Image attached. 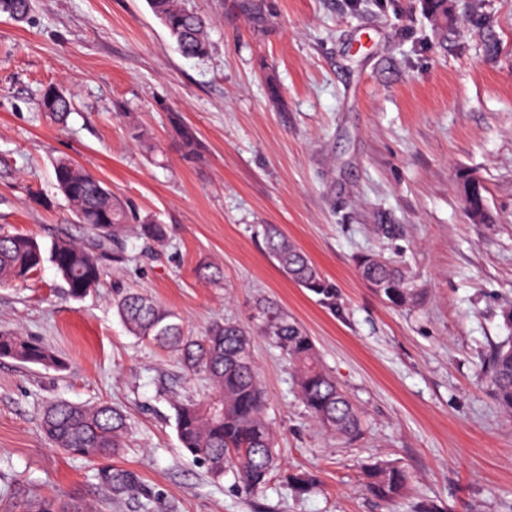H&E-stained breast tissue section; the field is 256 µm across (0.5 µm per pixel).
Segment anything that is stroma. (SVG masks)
Wrapping results in <instances>:
<instances>
[{
	"label": "stroma",
	"mask_w": 512,
	"mask_h": 512,
	"mask_svg": "<svg viewBox=\"0 0 512 512\" xmlns=\"http://www.w3.org/2000/svg\"><path fill=\"white\" fill-rule=\"evenodd\" d=\"M209 20V47L183 56L147 0H33L26 21L0 13V225L50 244L84 240L57 190L67 157L121 202L164 224L163 246L126 240L84 298L51 263L0 285V329L47 343L62 367L0 359V487L58 507L115 504L96 466L45 437L42 407L108 401L128 414L112 466L135 471L176 512H512V418L483 371L512 335V0H452L438 35L420 0H185ZM48 85L74 104L67 126L39 112ZM198 140L187 153L172 119ZM486 189L491 223H470L462 179ZM279 225L332 285L297 287L263 249ZM403 261L424 291L394 308L356 261ZM210 264L222 279L199 277ZM144 292L201 335L250 325L270 302L314 340L358 408L353 441L324 434L293 388V367L252 339L278 465L257 491L233 470L213 479L186 454L174 402L205 384L177 355L131 335L113 305ZM377 459L411 474L397 508L373 497ZM315 476L309 492L288 479Z\"/></svg>",
	"instance_id": "35a3bbf8"
}]
</instances>
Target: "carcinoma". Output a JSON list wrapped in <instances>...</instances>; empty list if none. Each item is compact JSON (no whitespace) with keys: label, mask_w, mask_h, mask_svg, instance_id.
<instances>
[{"label":"carcinoma","mask_w":512,"mask_h":512,"mask_svg":"<svg viewBox=\"0 0 512 512\" xmlns=\"http://www.w3.org/2000/svg\"><path fill=\"white\" fill-rule=\"evenodd\" d=\"M447 2L423 0L425 12L442 32L450 24ZM147 3L183 56L199 58L207 53L208 20L202 13L187 8L183 0ZM31 7V0H0V12L17 20L26 19ZM38 108L64 124L73 104L61 89L49 86L43 90ZM54 178L76 222L86 226L93 242L81 245L62 234L46 250L30 234L1 229V283L26 281L48 260L65 283L68 295L79 299L98 284L107 250H112L116 262L127 259L123 238L134 234L152 244L164 242V225L137 215L101 180L71 160L60 158L55 162ZM262 236L268 256L294 283L318 295L331 294V285L306 254L275 225H265ZM358 271L379 297L395 307L410 308L423 300L422 289L415 287L408 271L393 260L363 255L358 259ZM115 308L132 335L175 352L189 374L209 382L211 392L204 400L179 402L174 410L180 447L213 477L220 478L225 469L231 468L245 488L258 490L276 468L275 434L266 419L267 394L251 353V336L255 334L269 337L293 363L296 392L322 431L347 440L359 436L358 410L321 365L312 338L272 304L258 307L257 323L252 327L214 321L204 335L195 338L185 335L176 313L143 293H123ZM3 358L22 364L60 365L49 347L14 330H0ZM485 377L494 400L512 415V336L493 350ZM42 428L56 447L94 460L110 457L126 446L130 423L121 407L108 402L81 405L60 400L43 410ZM366 478L370 494L386 503L400 499L409 482L403 467L387 461L371 464ZM96 479L115 501L142 498L143 512H172L171 506L131 470L101 468ZM17 499L23 503V512H57L51 498L24 499L14 487L0 494V505L11 512Z\"/></svg>","instance_id":"1"}]
</instances>
